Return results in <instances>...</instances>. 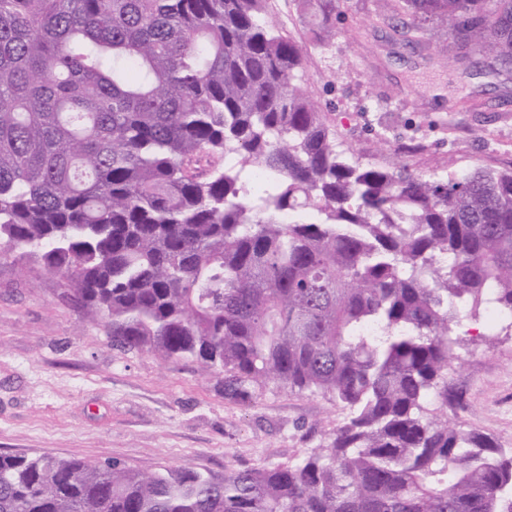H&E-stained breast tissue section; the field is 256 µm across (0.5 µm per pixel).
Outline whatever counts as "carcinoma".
I'll return each mask as SVG.
<instances>
[{"instance_id":"1","label":"carcinoma","mask_w":512,"mask_h":512,"mask_svg":"<svg viewBox=\"0 0 512 512\" xmlns=\"http://www.w3.org/2000/svg\"><path fill=\"white\" fill-rule=\"evenodd\" d=\"M265 0H0V249L112 346L346 412L328 444L222 475L0 453V512H512V449L448 406L455 326L512 328V171L365 166L295 83ZM324 23L340 0H312ZM512 68V0H395Z\"/></svg>"}]
</instances>
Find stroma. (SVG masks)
<instances>
[{"label":"stroma","mask_w":512,"mask_h":512,"mask_svg":"<svg viewBox=\"0 0 512 512\" xmlns=\"http://www.w3.org/2000/svg\"><path fill=\"white\" fill-rule=\"evenodd\" d=\"M382 0H342L336 35L303 0H266L302 50L297 81L317 101L341 149L363 164L398 162L440 179L512 170V72L479 74L433 29L412 48L376 21ZM36 258L0 253V453L104 461L141 471L191 466L218 475L275 466L326 442L344 413L328 398L273 387L256 403L224 397V377L196 365L121 353L73 310ZM459 333L443 413L512 448V336L486 317Z\"/></svg>","instance_id":"35a3bbf8"}]
</instances>
